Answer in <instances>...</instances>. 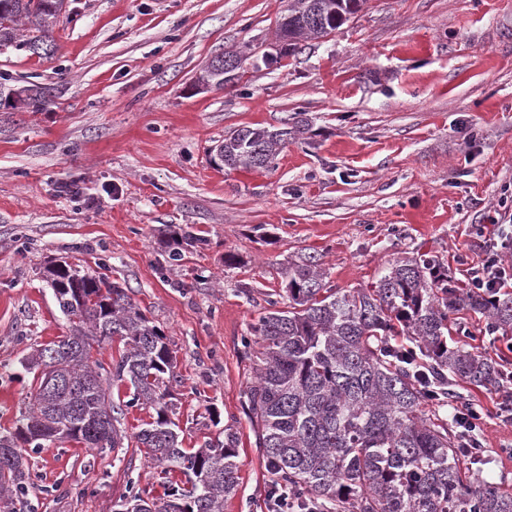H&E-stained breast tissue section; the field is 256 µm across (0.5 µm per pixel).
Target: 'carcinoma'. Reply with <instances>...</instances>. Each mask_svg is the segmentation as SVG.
I'll list each match as a JSON object with an SVG mask.
<instances>
[{"mask_svg": "<svg viewBox=\"0 0 512 512\" xmlns=\"http://www.w3.org/2000/svg\"><path fill=\"white\" fill-rule=\"evenodd\" d=\"M368 0H288L294 52L356 18ZM65 0H0V52L53 51L52 33ZM52 89L0 73V105L41 112ZM303 121L259 124L224 135L210 149L219 167L266 169L301 133ZM288 306L270 308L242 338L254 353L245 392L257 444L274 478V494L324 512H512V490L478 480L465 462L480 448L452 430L440 409L448 385L463 381L498 390L512 381L481 352L450 336L463 312L482 315L485 332H512V291L460 288L434 256L389 264L372 288L325 287L321 257L298 253L282 267ZM68 333L22 358L39 386L15 428L0 434V505L28 508L27 456L50 441L118 448L125 411L156 417L136 434L147 464L163 478L177 473L162 505L130 488L113 512H224L238 482L239 437L182 447L166 398L175 380L164 335L106 273H80L65 261L46 268ZM124 349L109 368L94 357L113 340ZM123 383L126 400L112 398Z\"/></svg>", "mask_w": 512, "mask_h": 512, "instance_id": "cac0c4a2", "label": "carcinoma"}]
</instances>
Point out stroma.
Instances as JSON below:
<instances>
[{
	"instance_id": "1",
	"label": "stroma",
	"mask_w": 512,
	"mask_h": 512,
	"mask_svg": "<svg viewBox=\"0 0 512 512\" xmlns=\"http://www.w3.org/2000/svg\"><path fill=\"white\" fill-rule=\"evenodd\" d=\"M283 5L68 0L53 55L0 54V72L55 94L41 112L0 108V431L37 386L21 359L67 333L44 277L64 260L132 289L174 356L169 401L184 447L233 426L239 485L224 512H268L241 339L281 294L288 257L321 254L328 287L348 290L427 254L464 287L486 256L478 227L491 216L512 225V0H370L331 37L267 68ZM225 52L252 69L197 91ZM302 115L308 130L270 168L211 164L227 132ZM167 225L191 227L200 245L168 242ZM507 397L512 382H459L448 404L487 409L475 470L512 489ZM153 417L128 409L115 452L55 441L32 453L34 512H112L133 483L162 499L136 440Z\"/></svg>"
}]
</instances>
